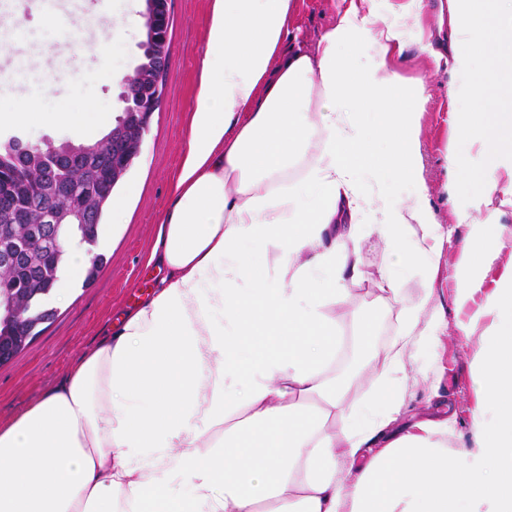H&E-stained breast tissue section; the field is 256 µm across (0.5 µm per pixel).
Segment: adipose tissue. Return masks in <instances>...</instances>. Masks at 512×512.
<instances>
[{
    "instance_id": "1",
    "label": "adipose tissue",
    "mask_w": 512,
    "mask_h": 512,
    "mask_svg": "<svg viewBox=\"0 0 512 512\" xmlns=\"http://www.w3.org/2000/svg\"><path fill=\"white\" fill-rule=\"evenodd\" d=\"M371 2L349 0L315 48L286 51L296 0H212L189 150L146 258L165 275L61 386L0 425V512H512V264L485 286L512 238L498 221L512 209V107L489 126L481 114L489 89L512 97V0H445L446 25L428 33L448 43L449 97L470 106L448 138V183L482 175L453 212L469 229L457 328L480 337L459 448L444 422L390 431L409 367L447 328L428 306L448 233L420 173L426 87L394 67L420 0L399 4V25ZM34 123L91 132L80 112L0 113L1 129ZM365 223L391 256L377 286L400 304L402 336L374 363V322L358 319L375 385L357 404L358 372L330 374L332 309L363 275ZM249 241L264 248L259 277ZM415 262L426 275L411 296Z\"/></svg>"
}]
</instances>
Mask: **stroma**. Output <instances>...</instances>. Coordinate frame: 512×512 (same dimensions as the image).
<instances>
[{
	"label": "stroma",
	"mask_w": 512,
	"mask_h": 512,
	"mask_svg": "<svg viewBox=\"0 0 512 512\" xmlns=\"http://www.w3.org/2000/svg\"><path fill=\"white\" fill-rule=\"evenodd\" d=\"M343 0H298L292 31L307 46L333 22ZM144 0H0V111L99 112L115 119L126 77L141 62L142 28L112 32L122 50L101 54L82 52L96 40L111 17L142 12ZM26 24L12 28L15 18ZM211 0H172L170 57L165 88L153 113L138 155L113 192L124 203L123 218L104 216L107 236L99 247L107 263L92 285L74 284L68 301L56 304L55 321L8 362L0 364V423L37 402L58 386L71 366L102 345L120 314L146 299L162 276L144 265L154 247L160 219L170 201L174 180L188 150V129L197 91L198 70L207 48ZM405 77H423L428 100L419 118L421 174L430 188V204L449 231L440 259L433 308L449 325L439 347L423 352L409 374L406 408L397 426L431 419L447 421L448 442L459 447L468 440L474 406L476 338L459 336L453 305L454 263L466 226L454 221L453 205L465 204L480 188L470 176L447 194L448 136L456 113L465 103L450 99L453 76L447 62H433L417 32H409L397 61ZM365 275L351 286L346 301L336 307V324L344 342L337 367L347 365L356 319L372 316L374 352H383L400 331L399 309L377 291V277L386 262L376 234L363 239Z\"/></svg>",
	"instance_id": "obj_1"
}]
</instances>
